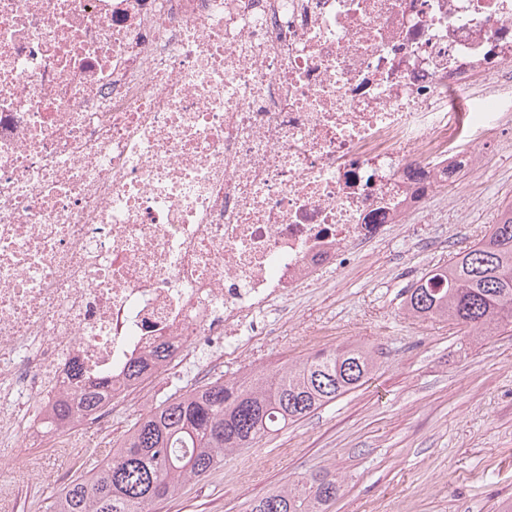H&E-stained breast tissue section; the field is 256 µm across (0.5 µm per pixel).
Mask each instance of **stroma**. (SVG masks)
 Returning <instances> with one entry per match:
<instances>
[{"label":"stroma","mask_w":512,"mask_h":512,"mask_svg":"<svg viewBox=\"0 0 512 512\" xmlns=\"http://www.w3.org/2000/svg\"><path fill=\"white\" fill-rule=\"evenodd\" d=\"M477 205L446 246L431 247L412 223L373 243L335 283L289 297L281 333L225 359L210 379L272 371L318 350L362 343L375 354L369 380L301 421L226 458L155 512H245L247 505L300 476L330 470L342 481L331 512H512V332L460 352L461 331L422 322L402 308L405 283L389 270L422 277L488 230L484 209L512 193V155L464 176ZM193 370L150 384L105 430L75 428L66 447L25 442L14 475L0 486V512H51L76 470H90L88 444L119 446L160 402L191 390Z\"/></svg>","instance_id":"obj_1"}]
</instances>
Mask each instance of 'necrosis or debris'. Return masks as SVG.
<instances>
[{
    "mask_svg": "<svg viewBox=\"0 0 512 512\" xmlns=\"http://www.w3.org/2000/svg\"><path fill=\"white\" fill-rule=\"evenodd\" d=\"M466 148H459V141ZM512 152V0H0V447L222 365ZM167 360L139 378L129 362ZM73 371L75 372L71 377L79 379L76 382L74 393L77 403L71 405L65 399L53 406L47 414L46 427L54 432L63 431L65 427H72L79 421L82 411H91L104 400L112 397V384L108 377L80 379L81 371L75 369Z\"/></svg>",
    "mask_w": 512,
    "mask_h": 512,
    "instance_id": "necrosis-or-debris-1",
    "label": "necrosis or debris"
}]
</instances>
